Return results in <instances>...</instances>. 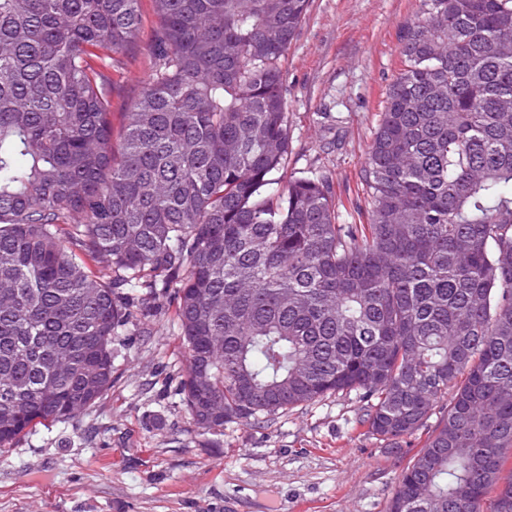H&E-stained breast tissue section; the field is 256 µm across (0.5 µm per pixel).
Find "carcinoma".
Returning a JSON list of instances; mask_svg holds the SVG:
<instances>
[{
  "label": "carcinoma",
  "mask_w": 512,
  "mask_h": 512,
  "mask_svg": "<svg viewBox=\"0 0 512 512\" xmlns=\"http://www.w3.org/2000/svg\"><path fill=\"white\" fill-rule=\"evenodd\" d=\"M138 0H0V447L112 386L173 293L198 432L355 392L397 444L388 512H512V0H421L363 180L282 172L280 66L310 0H154L153 74L112 145Z\"/></svg>",
  "instance_id": "obj_1"
}]
</instances>
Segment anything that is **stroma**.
<instances>
[{"label":"stroma","mask_w":512,"mask_h":512,"mask_svg":"<svg viewBox=\"0 0 512 512\" xmlns=\"http://www.w3.org/2000/svg\"><path fill=\"white\" fill-rule=\"evenodd\" d=\"M137 43L112 72V132L152 74L158 25L138 0ZM420 0H311L281 60L291 149L286 175L327 177L343 223L369 211L361 178L402 27ZM169 296L132 310L112 386L72 422L0 447V512H387L423 434L391 445L363 424L355 394L301 404L263 424L200 434L179 391L186 370Z\"/></svg>","instance_id":"1"}]
</instances>
